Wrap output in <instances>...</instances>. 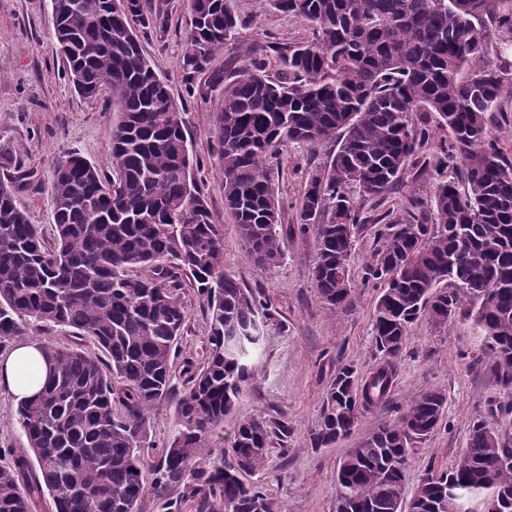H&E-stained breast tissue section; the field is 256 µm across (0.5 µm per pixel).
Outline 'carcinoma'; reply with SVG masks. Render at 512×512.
Segmentation results:
<instances>
[{"label": "carcinoma", "instance_id": "cac0c4a2", "mask_svg": "<svg viewBox=\"0 0 512 512\" xmlns=\"http://www.w3.org/2000/svg\"><path fill=\"white\" fill-rule=\"evenodd\" d=\"M307 22L311 38L268 43L278 59L234 66L213 112L224 210L249 259L275 265L283 240L312 239L319 299L343 312L354 303L349 256L366 228L351 191L380 201L395 186L431 127L451 138L426 165L430 206L414 200L379 225L381 242L365 283L383 285L373 317L377 362L367 373L341 366L330 382L313 448L349 436L366 412L385 406L411 324L425 315L446 327L470 317L483 341L470 365L492 364L505 400L491 412L512 424V162L487 124L500 111L512 60L489 50L479 24L490 0H273ZM55 44L74 89L111 93L116 120L108 170L77 153L54 166L51 232L15 200L25 176L0 179V348L30 320L90 345H41L49 376L23 399L17 423L27 447L0 465V512H140L152 494L164 512H274L248 476L266 461L275 431L259 417L236 419L231 446L210 439L235 414L258 374L267 331L286 328L278 312L224 272L222 229L193 177L183 104L145 58L139 31L154 20L141 0H51ZM188 73H203L235 38L227 0H187ZM483 66L463 73L472 59ZM338 140L330 161L309 174L297 224H282L270 163L291 143ZM206 302L201 365L182 367L176 429L146 463L147 418L175 395V349L188 316L182 275ZM449 282L450 288L440 284ZM474 308L463 309V300ZM446 396L414 398L340 460L336 512H436L454 494L472 508L495 500L512 512V434L473 422L451 470L428 471L407 489L405 464L439 427Z\"/></svg>", "mask_w": 512, "mask_h": 512}]
</instances>
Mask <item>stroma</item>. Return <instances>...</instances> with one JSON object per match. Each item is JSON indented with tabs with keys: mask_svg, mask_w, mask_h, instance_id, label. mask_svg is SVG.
<instances>
[{
	"mask_svg": "<svg viewBox=\"0 0 512 512\" xmlns=\"http://www.w3.org/2000/svg\"><path fill=\"white\" fill-rule=\"evenodd\" d=\"M156 20L142 40L154 70L167 82L186 112L189 150L198 165L194 177L209 205L212 220L222 227L224 270L280 313L285 331L269 330L259 373L245 387L235 417L218 426L211 439L215 449L231 444L236 417H261L271 427L287 426L284 447L272 450L253 480L266 489L277 512H336V469L348 451L384 421L396 418L413 398L433 389L445 390L447 407L441 426L422 451L406 463L409 482L428 468H451L466 448L473 421L498 425L489 410L499 388L488 368L470 366L467 353L481 344L471 319L459 317L448 329L426 318L411 325L409 340L398 361L392 400L362 416L353 433L326 448H312L309 433L321 415L327 388L338 366L351 364L367 371L377 356L372 313L379 291L364 281V269L378 247L374 226L357 237L350 257L355 303L343 312L323 304L312 278L313 244L300 237L285 242L286 257L277 265L250 261L235 224L224 212V189L218 164L212 115L222 88L208 74L187 79L183 64L189 31L186 0H143ZM240 27L232 43L237 64L258 57L268 42L294 44L311 33L301 19L276 10L271 0H228ZM195 95H188V85ZM115 116L107 99L80 96L56 55L50 0H0V142L8 143L14 158L30 179L16 192L18 206L31 223L50 227L52 204L48 192L52 167L59 156L74 151L106 167ZM447 131L433 130L420 152L419 164L408 165L400 184L379 205V212L399 214L411 198L429 199L432 171L424 163L438 150ZM336 151L335 141L316 147L285 148L272 166V179L284 210L282 221H296V208L312 170L323 167ZM188 323L178 343L177 360L202 362L207 321L205 303L195 288H186Z\"/></svg>",
	"mask_w": 512,
	"mask_h": 512,
	"instance_id": "stroma-1",
	"label": "stroma"
}]
</instances>
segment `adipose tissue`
Returning <instances> with one entry per match:
<instances>
[{
	"mask_svg": "<svg viewBox=\"0 0 512 512\" xmlns=\"http://www.w3.org/2000/svg\"><path fill=\"white\" fill-rule=\"evenodd\" d=\"M48 376V368L37 343L16 346L0 357V386L19 400L35 395Z\"/></svg>",
	"mask_w": 512,
	"mask_h": 512,
	"instance_id": "adipose-tissue-1",
	"label": "adipose tissue"
}]
</instances>
